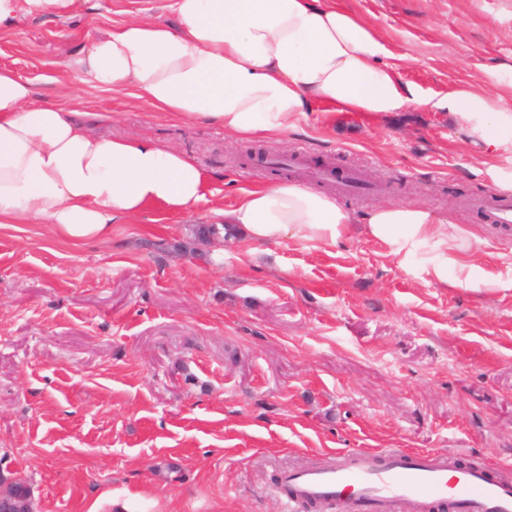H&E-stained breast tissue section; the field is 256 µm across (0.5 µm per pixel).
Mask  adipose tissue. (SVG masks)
I'll list each match as a JSON object with an SVG mask.
<instances>
[{"label": "adipose tissue", "mask_w": 512, "mask_h": 512, "mask_svg": "<svg viewBox=\"0 0 512 512\" xmlns=\"http://www.w3.org/2000/svg\"><path fill=\"white\" fill-rule=\"evenodd\" d=\"M74 4L0 0V32L29 17L68 15ZM168 9L175 24L130 19L91 39L68 69L103 90L135 88L155 111L241 140L278 138L324 103L377 117L415 105L447 113L484 154L512 145V97L467 84L420 95L386 63L375 27L335 0H169ZM91 118L76 106L35 102L27 79L0 68V224H45L79 247L110 241L116 220L150 207L186 214L206 201L213 176L193 156L96 133ZM213 215L255 245H333L357 229L407 258L431 243V274L459 285L471 284L480 243L422 204H379L359 217L333 195L289 181L242 191Z\"/></svg>", "instance_id": "ef3b65f1"}]
</instances>
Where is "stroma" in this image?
I'll list each match as a JSON object with an SVG mask.
<instances>
[{"label": "stroma", "instance_id": "obj_1", "mask_svg": "<svg viewBox=\"0 0 512 512\" xmlns=\"http://www.w3.org/2000/svg\"><path fill=\"white\" fill-rule=\"evenodd\" d=\"M372 23L423 93H512V0H336ZM166 0H77L0 32V67L38 101L69 59ZM101 133L167 142L215 176L189 214L152 209L74 248L43 224H0V458L37 512H285L281 469L314 454L403 448L512 468V235L465 206L512 193V146L485 156L422 108L374 120L316 106L260 149L357 167L380 193L451 211L483 244L475 287L440 283L376 240L255 246L203 237L240 190L287 180L244 167L249 142L154 112L134 91L78 85Z\"/></svg>", "mask_w": 512, "mask_h": 512}]
</instances>
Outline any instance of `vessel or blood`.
I'll return each mask as SVG.
<instances>
[{
  "label": "vessel or blood",
  "mask_w": 512,
  "mask_h": 512,
  "mask_svg": "<svg viewBox=\"0 0 512 512\" xmlns=\"http://www.w3.org/2000/svg\"><path fill=\"white\" fill-rule=\"evenodd\" d=\"M498 231H512V196L492 193L469 202ZM289 506L332 505L336 512H429L436 503L455 512H512V480L483 464L444 452L400 448L342 451L283 469Z\"/></svg>",
  "instance_id": "1"
}]
</instances>
